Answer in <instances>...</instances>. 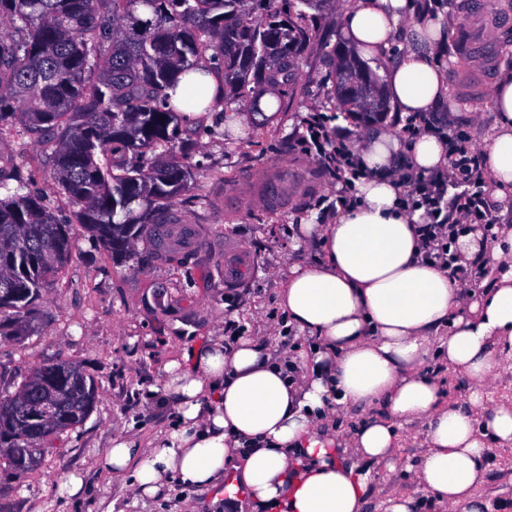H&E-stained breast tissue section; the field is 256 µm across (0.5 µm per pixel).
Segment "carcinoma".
I'll return each mask as SVG.
<instances>
[{
	"instance_id": "1",
	"label": "carcinoma",
	"mask_w": 512,
	"mask_h": 512,
	"mask_svg": "<svg viewBox=\"0 0 512 512\" xmlns=\"http://www.w3.org/2000/svg\"><path fill=\"white\" fill-rule=\"evenodd\" d=\"M325 2L0 0V132L18 123L51 133V178L74 206L61 218L21 169L0 172V311L13 312L0 319V339H22L42 316L39 293L69 261L75 224L118 261L133 260L150 232L156 250L179 259L160 227L192 172L171 153L183 118L167 90L191 71L217 74V104L252 83L292 85L313 39L305 9ZM327 57L336 108L364 124L379 121L387 101L377 74L343 45ZM31 374L17 391L0 392V458L22 474L46 441L86 419L97 395L78 366L62 374L46 362ZM56 379L49 422L29 419L22 406L40 402L38 382Z\"/></svg>"
}]
</instances>
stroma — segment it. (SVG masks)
I'll list each match as a JSON object with an SVG mask.
<instances>
[{
    "mask_svg": "<svg viewBox=\"0 0 512 512\" xmlns=\"http://www.w3.org/2000/svg\"><path fill=\"white\" fill-rule=\"evenodd\" d=\"M443 10L450 29L442 62L448 74L451 108L439 115L449 139L464 140L482 150L495 126L489 90L502 65L512 64V0H432ZM344 0H329L321 15L307 18L316 32L298 63V77L275 123L248 128L245 139L228 135L215 117L184 127L187 162L193 180L170 209L185 225H209L210 241L197 244L185 263L165 260L153 248L136 243L133 263L119 264L96 247L82 228H75V248L67 267L40 293L43 312L26 337L0 341V385L16 391L32 368L63 359L79 365L98 385L92 413L76 428L51 440L34 470L14 473L0 461V512H104L118 499L124 512H186L187 502L204 504L205 489L174 487L167 498L142 502L133 492H120L117 481L96 469V457L110 447L114 435L129 431L149 440L173 412L149 399L160 385L165 365L179 357L184 343L236 333L262 336L269 328L288 335L290 354L308 352L311 339L285 324L277 302L278 272L305 260L307 250L293 249L294 224L309 220L333 223L341 185L317 156L306 154L302 138L312 115L325 117L330 134L353 143L368 131L355 118L337 117L332 97L334 76L325 55L341 42L339 15ZM20 166L41 189L56 213L72 211L69 200L51 180V158L37 137L10 130L0 137V166ZM288 178V195L280 208L267 207L252 186L268 170ZM232 239L257 261L237 288L224 285V241ZM426 449L423 425L401 429L398 469L381 468L366 512L381 504L402 483L400 467L416 462ZM479 498L512 505V444L490 449ZM82 471L87 493L64 498L59 485Z\"/></svg>",
    "mask_w": 512,
    "mask_h": 512,
    "instance_id": "obj_1",
    "label": "stroma"
}]
</instances>
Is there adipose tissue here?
Here are the masks:
<instances>
[{
  "label": "adipose tissue",
  "instance_id": "adipose-tissue-1",
  "mask_svg": "<svg viewBox=\"0 0 512 512\" xmlns=\"http://www.w3.org/2000/svg\"><path fill=\"white\" fill-rule=\"evenodd\" d=\"M350 48L368 58L401 41L384 93L401 115L448 103L440 61L448 29L416 0H348L339 17ZM496 133L482 153L496 198L512 199V67L490 91ZM360 175L354 200L334 223L299 225L298 247L314 246L283 272L278 304L309 334L307 356L271 336L207 340L170 361L163 398L177 418L148 444L119 434L96 463L141 497L167 484L205 489L234 470L252 512H363L379 467L391 464L398 430L419 422L426 451L405 466L406 485L383 512H415L418 495L443 512H492L477 488L493 445L512 443V405L489 409L484 393L500 355H512V225L470 227L454 249L477 268L463 290L420 246L422 210H409L398 172L431 177L449 162L446 139L425 130L406 139L372 132L352 143ZM464 376V402L446 398L431 363ZM370 407L345 454L333 428L341 408Z\"/></svg>",
  "mask_w": 512,
  "mask_h": 512
}]
</instances>
